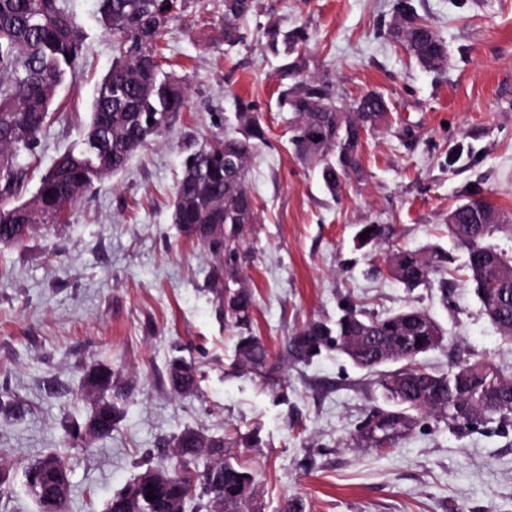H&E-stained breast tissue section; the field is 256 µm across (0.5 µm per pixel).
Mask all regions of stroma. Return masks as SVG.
<instances>
[{"instance_id":"obj_1","label":"stroma","mask_w":512,"mask_h":512,"mask_svg":"<svg viewBox=\"0 0 512 512\" xmlns=\"http://www.w3.org/2000/svg\"><path fill=\"white\" fill-rule=\"evenodd\" d=\"M444 42L440 69L423 68L390 35L397 0H256L243 38L224 40V0H187L159 43L164 73L184 79L188 106L135 151L123 170L88 192L66 224L0 247V450L12 463L0 512H36L22 470L65 450L68 512H104L112 495L147 468L173 465L162 439L187 428L256 434L239 459L258 493L249 512H280L301 497L305 512H512V421L460 437L421 420L393 448L356 447L367 411L385 405L377 374L325 353L287 356L290 336L336 317L344 299L385 314L428 312L445 330L421 355L445 372L482 360L512 375V344L486 318L466 279L467 253L448 237V213L482 198L507 227L487 240L512 256V0H411ZM87 39L76 79L66 80L32 151L22 197L30 199L56 159L82 146L90 106L112 66V38L97 0H66ZM304 30L298 73L274 51L269 24ZM329 83L342 105L384 96L387 121L361 146L362 170L338 196L290 144L298 121L281 102L300 81ZM248 104L267 142L249 165L257 205L240 244V278L254 298L249 334L269 352L265 369L237 367L216 261L172 220L174 187L190 147L235 131ZM363 224H391L393 238L357 249ZM441 245L455 256L454 290H413L383 272L392 249ZM195 366L199 395L174 396L169 365ZM98 362L131 382L121 419L91 450L64 448L72 419L91 405L83 380Z\"/></svg>"}]
</instances>
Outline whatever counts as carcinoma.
<instances>
[{
	"instance_id": "1",
	"label": "carcinoma",
	"mask_w": 512,
	"mask_h": 512,
	"mask_svg": "<svg viewBox=\"0 0 512 512\" xmlns=\"http://www.w3.org/2000/svg\"><path fill=\"white\" fill-rule=\"evenodd\" d=\"M66 0H0V245L19 246L39 224H67L72 207L95 183L122 169L148 138L166 131L168 117L187 104L185 82L163 74L157 44L168 19L183 10V0H98L100 21L112 35L114 59L91 104L83 147L62 154L42 176L27 201L16 202L28 173L16 153L28 148L49 117L55 93L74 78L85 34ZM254 10V0H224V39H240V24ZM393 36L422 65L440 66L444 44L417 17L410 0H399ZM271 44L296 50L306 38L279 36L270 30ZM283 102L299 116L291 143L301 158L320 167L325 188L336 194L341 183L360 167L364 134L381 124L385 98L369 93L345 111L334 101L329 85L315 79ZM241 135L226 134L190 155L174 191L173 220L181 233L205 244L224 266V283L238 284L224 301L227 321L240 327L254 307L251 291L238 279L239 242L255 220V201L248 186V165L266 143L265 132L251 112L237 113ZM321 135L312 144L309 131ZM448 235L468 253L467 270L475 294L488 319L512 343V260L484 244L491 231L502 227L501 213L482 199H471L448 213ZM366 239L359 247L374 246L392 237L386 224H364ZM390 275L407 288L428 284L448 268L451 257L438 246L401 248L387 259ZM444 339L440 325L425 311L407 307L384 316L371 314L348 301L334 321L316 320L290 337L288 348L299 362H310L322 351L345 356L368 371L391 363L402 366L381 380L391 408L375 407L358 428L357 440L369 448L389 447L409 434L422 417H435L448 429L465 434L492 422L512 418V376L485 361L464 362L448 372H432L417 364V356L438 348ZM239 368L256 371L265 366L268 352L260 338L238 336ZM182 384L171 386L178 395L197 393L194 367L175 361L169 376ZM86 398L94 402L91 415L74 422L68 438L89 447L112 434L120 418L117 400L125 385L100 363L84 379ZM249 437L227 438L185 429L174 438L173 455L179 465L149 469L114 494L105 512H185L186 504L202 501L206 512H241L254 498V476L234 460L232 449L250 448ZM205 461L203 475L197 463ZM41 492L33 496L38 512H65L70 495L66 458L51 452L28 466ZM155 499H147L148 491Z\"/></svg>"
}]
</instances>
